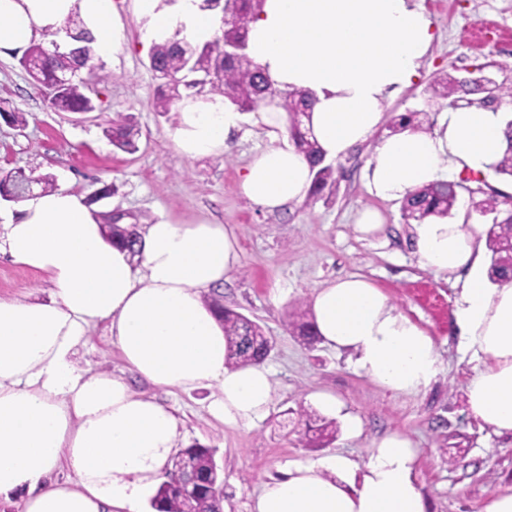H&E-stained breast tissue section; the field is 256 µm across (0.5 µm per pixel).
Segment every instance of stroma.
<instances>
[{"mask_svg":"<svg viewBox=\"0 0 512 512\" xmlns=\"http://www.w3.org/2000/svg\"><path fill=\"white\" fill-rule=\"evenodd\" d=\"M127 40L92 82L98 108L93 112H57L50 108L20 64L22 49L0 52V108L21 113L23 126L0 117V175L17 170L48 174L56 187L92 196L99 218L119 209L132 214L139 228L167 217L179 222L201 219L232 225L240 246L238 269L218 287L224 304L256 320L272 336L265 363L273 372L274 395L267 415L256 425L229 427L208 411L210 390L164 395L181 421L180 446L197 442L215 448L224 472L225 512H250L263 483L288 464L336 454L363 462L372 442L396 432L418 450L417 477L429 512H483L487 502L512 487V437L496 435L474 418L466 384L476 366L459 347L454 310L462 282L425 269L411 247L396 200L369 193L365 173L371 144L336 161L335 185L318 199H306L269 213L242 193L240 180L252 154L269 144L255 114L224 154L194 159L176 148L177 112H157V81L149 67L154 44L148 21L137 15L134 0H113ZM429 15L434 42L420 74L402 93L386 101L385 118L421 112L425 125H436L441 112L429 85L442 70L459 76L482 69L497 83L512 84V52L483 41L488 26L512 40V0H415ZM132 116L137 150L113 147L104 129L115 113ZM384 219L376 236L361 239L354 231L362 210ZM365 277L406 317L435 341L439 371L424 390L397 394L353 368L354 355L324 342L307 346L287 327L297 305H310L315 289L346 275ZM44 275L0 256V296L47 297ZM90 370H121L122 362L104 326L91 330L77 356ZM332 392L344 405L339 433L330 445L302 447L295 434L296 411L310 406L313 392ZM361 418L363 433L351 438L346 415Z\"/></svg>","mask_w":512,"mask_h":512,"instance_id":"obj_1","label":"stroma"}]
</instances>
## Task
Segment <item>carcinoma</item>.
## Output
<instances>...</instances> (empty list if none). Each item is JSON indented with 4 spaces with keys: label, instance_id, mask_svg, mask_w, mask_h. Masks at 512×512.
Instances as JSON below:
<instances>
[{
    "label": "carcinoma",
    "instance_id": "obj_1",
    "mask_svg": "<svg viewBox=\"0 0 512 512\" xmlns=\"http://www.w3.org/2000/svg\"><path fill=\"white\" fill-rule=\"evenodd\" d=\"M263 0H201L203 10L225 12L231 22L224 26L221 34L212 42L202 45L190 42L178 28L173 35L154 44L151 61L158 85L156 88V110L169 112L185 97L200 95H222L240 112H251L270 98L278 101L279 107L287 114L288 131L297 151L315 169L312 192L317 193L330 184L336 183L335 169L323 164L322 150L310 127L304 120L310 118L314 98L308 91L282 90L266 75L264 69L253 60L240 56L226 58L223 46L229 42L245 41L249 26L261 10ZM65 30L72 34V40L80 43L74 50H56L58 33H42L44 41L32 42L23 52L20 63L28 71L34 84L45 94L53 109L59 112H93L96 109L93 98L88 94L87 84L76 79L68 85L58 86L57 75L65 72H89L99 68L94 62L91 43L93 38L86 22L78 13L65 21ZM193 57L200 68L209 75L203 93L194 91L182 79L186 59ZM432 98L450 107L459 102L472 103L470 96L488 94L512 97V87L496 82L484 85L467 82L450 72L434 77L430 84ZM418 112L412 111L395 118L389 125L393 133L406 128L421 131L422 122ZM112 145L124 152L137 150V131L130 118L119 115L110 121L105 129ZM506 136L509 148L494 166L495 174L512 178V121L508 122ZM14 187L17 197L27 195L33 185L41 191L55 190L53 179L48 175H34L22 170L9 172L0 179ZM467 193L473 201L475 211L493 215V224L486 233V246L491 253L488 275L491 281L512 280V208L505 201L506 193L490 186L485 181L471 186L469 181L441 180L416 189L401 201V215L407 224H420L432 216L446 217L456 208L459 197ZM125 214H112L107 221L112 223V244L136 253L139 233L134 224L124 223ZM205 302L214 310L227 341L226 365L237 367L260 362L270 353L273 342L263 328L240 312L224 305L219 297H208ZM288 327L304 341L312 344L318 340L314 323L307 319L305 312L296 309L288 316ZM304 420V429L297 432L298 441L307 448H320L336 438L338 426L333 419L319 417L305 408L298 411ZM216 449L193 443L172 458L168 481L158 488L153 506L158 512H222L223 478L215 460ZM189 468L196 481L198 492L190 497L183 496L176 488L175 473L181 467Z\"/></svg>",
    "mask_w": 512,
    "mask_h": 512
}]
</instances>
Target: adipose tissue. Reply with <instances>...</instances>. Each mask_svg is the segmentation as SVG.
<instances>
[{"instance_id":"ef3b65f1","label":"adipose tissue","mask_w":512,"mask_h":512,"mask_svg":"<svg viewBox=\"0 0 512 512\" xmlns=\"http://www.w3.org/2000/svg\"><path fill=\"white\" fill-rule=\"evenodd\" d=\"M158 2L135 0L153 36L181 24L197 41L213 37L215 17L200 0H179L174 14ZM75 11L97 55L124 43L113 0H0V49L60 28ZM433 39L415 0H264L247 53L280 89L313 92L310 126L326 160L373 142L368 189L401 199L461 173L490 177L508 145L507 114L477 105L441 113L429 133L379 135L386 98L417 78ZM242 120L224 98L186 99L176 147L188 158L222 154ZM312 181L294 146L270 144L253 155L241 190L272 212L307 199ZM478 233L474 224L430 219L414 225L413 242L431 271L465 273L455 324L477 362L467 405L496 434L512 435V281L495 284L483 273ZM0 255L53 286L46 300L0 296V495L20 496L23 512H143L175 452L180 420L156 396L134 391L129 376L163 391L213 388L209 411L228 426L267 413L270 368L227 367L224 330L203 301L239 265L231 226L163 218L146 227L135 257L106 240L83 194L62 187L28 195L0 223ZM311 306L320 337L353 352L355 369L376 383L410 394L436 376L432 337L366 278L329 282ZM100 324L122 372L77 364ZM416 458L407 438L390 433L362 464L344 455L291 464L262 486L251 512H428Z\"/></svg>"}]
</instances>
